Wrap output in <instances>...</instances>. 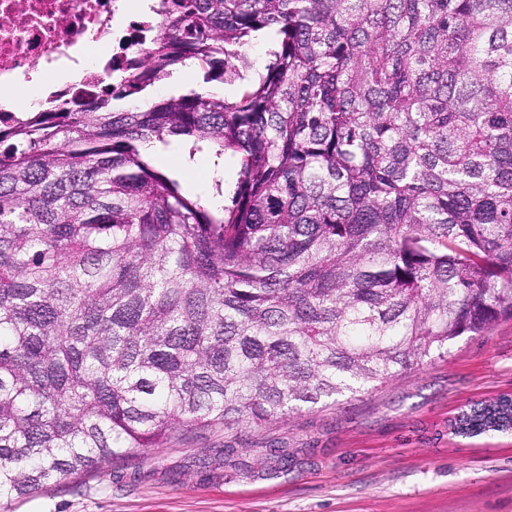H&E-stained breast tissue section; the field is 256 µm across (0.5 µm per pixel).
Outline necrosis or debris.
<instances>
[{"instance_id": "obj_1", "label": "necrosis or debris", "mask_w": 512, "mask_h": 512, "mask_svg": "<svg viewBox=\"0 0 512 512\" xmlns=\"http://www.w3.org/2000/svg\"><path fill=\"white\" fill-rule=\"evenodd\" d=\"M135 2L0 0V91L28 89L22 111L41 112L106 88L130 38L158 32L154 16L134 15ZM71 62L84 63L81 77L57 79Z\"/></svg>"}]
</instances>
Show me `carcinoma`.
<instances>
[{
    "instance_id": "carcinoma-1",
    "label": "carcinoma",
    "mask_w": 512,
    "mask_h": 512,
    "mask_svg": "<svg viewBox=\"0 0 512 512\" xmlns=\"http://www.w3.org/2000/svg\"><path fill=\"white\" fill-rule=\"evenodd\" d=\"M77 108L0 120V500L383 384L512 316V0H157ZM259 32L233 102L143 93ZM124 102L121 108L116 103ZM231 154L232 205L150 142ZM512 429V399L454 432Z\"/></svg>"
}]
</instances>
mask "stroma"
<instances>
[{
	"label": "stroma",
	"instance_id": "35a3bbf8",
	"mask_svg": "<svg viewBox=\"0 0 512 512\" xmlns=\"http://www.w3.org/2000/svg\"><path fill=\"white\" fill-rule=\"evenodd\" d=\"M274 48L256 37L231 59L226 101L258 84ZM502 395H512V319L356 396L258 427L178 431L0 512H512V433L451 428L465 405Z\"/></svg>",
	"mask_w": 512,
	"mask_h": 512
}]
</instances>
